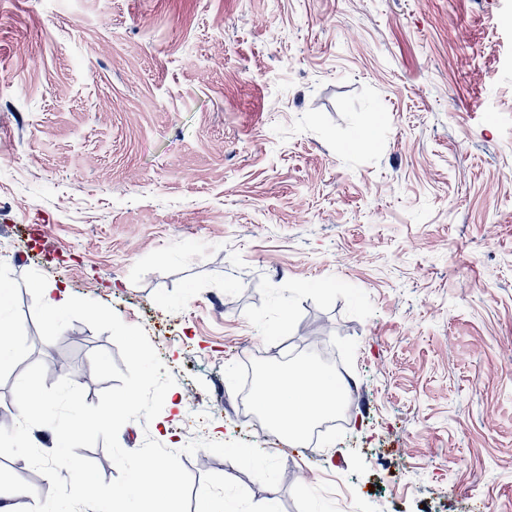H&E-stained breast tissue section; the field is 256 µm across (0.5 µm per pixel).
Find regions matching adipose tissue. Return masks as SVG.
Masks as SVG:
<instances>
[{"mask_svg": "<svg viewBox=\"0 0 512 512\" xmlns=\"http://www.w3.org/2000/svg\"><path fill=\"white\" fill-rule=\"evenodd\" d=\"M340 393L336 382L321 371H298L282 382L262 388L257 409L279 431L305 429L320 415L334 411Z\"/></svg>", "mask_w": 512, "mask_h": 512, "instance_id": "adipose-tissue-1", "label": "adipose tissue"}]
</instances>
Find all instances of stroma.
I'll return each instance as SVG.
<instances>
[{"label": "stroma", "mask_w": 512, "mask_h": 512, "mask_svg": "<svg viewBox=\"0 0 512 512\" xmlns=\"http://www.w3.org/2000/svg\"><path fill=\"white\" fill-rule=\"evenodd\" d=\"M374 129L366 146L355 143ZM142 326L178 406L121 446L180 451L189 512H512V0H0V282L15 354L87 404L81 321L45 342L26 272ZM344 380L347 425L277 487L244 362ZM49 480L0 456V487Z\"/></svg>", "instance_id": "35a3bbf8"}]
</instances>
